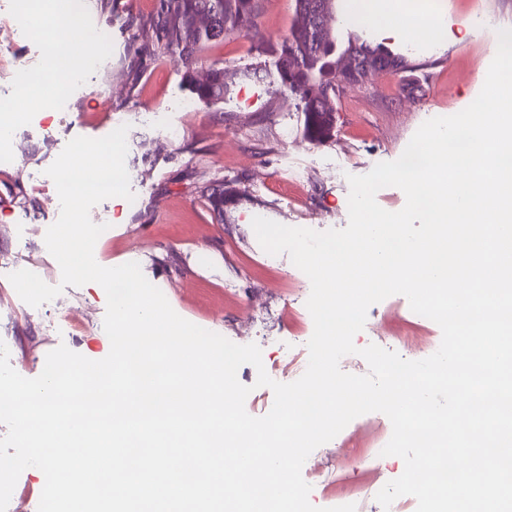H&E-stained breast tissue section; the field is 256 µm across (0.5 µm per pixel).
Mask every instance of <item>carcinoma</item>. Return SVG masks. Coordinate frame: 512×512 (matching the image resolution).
Segmentation results:
<instances>
[{
	"mask_svg": "<svg viewBox=\"0 0 512 512\" xmlns=\"http://www.w3.org/2000/svg\"><path fill=\"white\" fill-rule=\"evenodd\" d=\"M327 26L317 30L306 22H296L283 40L277 66V81L304 103L303 111L319 132L330 123L327 95L336 93V36L328 26L336 12V0H321ZM258 0H157V11L151 29L141 37L157 45L160 55L184 68V78L203 102L224 99L237 72L213 61L206 77L199 80L194 66L202 50L224 39L239 36L257 14ZM344 52H352L361 61L379 64L381 71L398 74L409 69L407 59L373 46L359 38H350ZM211 209L224 217V184L211 188Z\"/></svg>",
	"mask_w": 512,
	"mask_h": 512,
	"instance_id": "cac0c4a2",
	"label": "carcinoma"
}]
</instances>
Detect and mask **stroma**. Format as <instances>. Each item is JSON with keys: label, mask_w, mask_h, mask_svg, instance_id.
<instances>
[{"label": "stroma", "mask_w": 512, "mask_h": 512, "mask_svg": "<svg viewBox=\"0 0 512 512\" xmlns=\"http://www.w3.org/2000/svg\"><path fill=\"white\" fill-rule=\"evenodd\" d=\"M81 31L63 37L64 50L84 54L94 33L107 31L111 51L74 81L53 106L13 110L11 133L0 141V341L12 367L37 377L58 345L86 358H105L106 295L88 283L68 286L31 307L8 276L28 269L49 285L61 269L44 237L60 213L47 168L71 139L101 138L129 125L125 165L134 200L96 205L104 225L94 257L104 267L139 263L144 276L182 318L237 344H257L268 375L290 383L305 372L314 330L306 307L307 276L279 254L268 261L252 220L263 217L316 231L348 223V175L368 173L398 159L420 125L451 116L479 95L495 56L498 30L512 28V0H371L378 26L359 23L351 0H337L336 47L348 35L404 55L410 67L376 73L334 99L332 123L312 134L303 104L276 80L280 44L293 25L294 0H259L255 36L209 46L197 66L224 61L240 76L224 100L205 103L192 93L180 65L134 40L154 22L157 0H85ZM407 9L437 12L436 35L414 40L389 26ZM46 55L38 35L0 0V96L15 92L17 69L41 70ZM224 186V212L215 214L207 190ZM405 336L441 339L440 327L420 319L405 296L372 305L356 347L376 344L403 358ZM389 418L370 412L316 448L302 467L310 502L332 507L339 495H365L362 512H384L377 493L403 470L396 456L372 458L386 445Z\"/></svg>", "instance_id": "1"}]
</instances>
